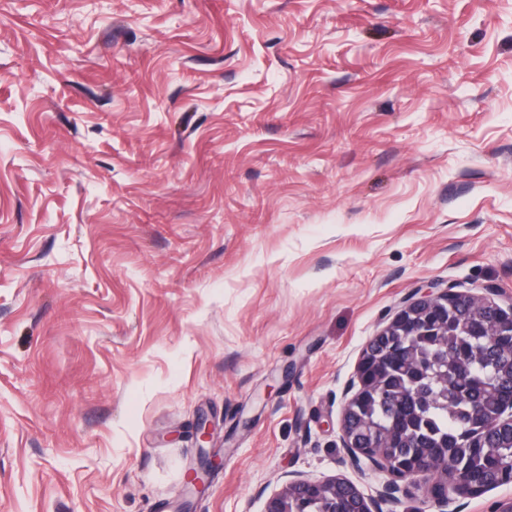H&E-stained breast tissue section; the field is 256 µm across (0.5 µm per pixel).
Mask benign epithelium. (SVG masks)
<instances>
[{"label": "benign epithelium", "instance_id": "obj_1", "mask_svg": "<svg viewBox=\"0 0 512 512\" xmlns=\"http://www.w3.org/2000/svg\"><path fill=\"white\" fill-rule=\"evenodd\" d=\"M476 307L488 308L495 317V325L486 332L487 345H496L499 336L505 330L512 329V301L501 305L483 296L469 292L455 291L451 288H440L435 283L425 285V289H417L408 296L389 323L366 344L358 367V389L348 399L342 422V447L346 449L351 462L357 468L387 472L392 480L385 484L374 496L365 495L354 483L342 479L325 480L292 479L282 489L272 495L266 502L264 512H297L296 505L300 497L310 499H336V483L346 488L347 508L345 512H383L382 505L397 501V493L402 485H410L418 477L429 474L433 470L430 457L423 456L413 463L412 471L397 467L386 456L387 448H411L417 444L414 430L393 420L386 429L385 435L374 442L362 438L363 423L358 421L357 406L359 402L375 395L380 382L373 376L380 363L382 353L400 349L405 343L419 336H439L437 350L441 354L448 353V315L466 320L469 313ZM491 424L499 427L512 426V394L503 400ZM222 462L211 457H203L200 469L192 471L187 484L195 487L203 484V476L211 468H219ZM449 480L439 481L431 486L432 497L441 505L448 503V488L468 497H478L492 485L480 477L462 470L442 467Z\"/></svg>", "mask_w": 512, "mask_h": 512}]
</instances>
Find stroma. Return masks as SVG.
Returning <instances> with one entry per match:
<instances>
[{"label":"stroma","instance_id":"obj_1","mask_svg":"<svg viewBox=\"0 0 512 512\" xmlns=\"http://www.w3.org/2000/svg\"><path fill=\"white\" fill-rule=\"evenodd\" d=\"M430 282L512 296V0H0V512L375 493L346 390ZM343 490L337 488L336 478L325 480L292 479L266 502L264 512H297L296 505L301 496L310 499L331 498L335 504L334 512L339 508L338 498Z\"/></svg>","mask_w":512,"mask_h":512}]
</instances>
